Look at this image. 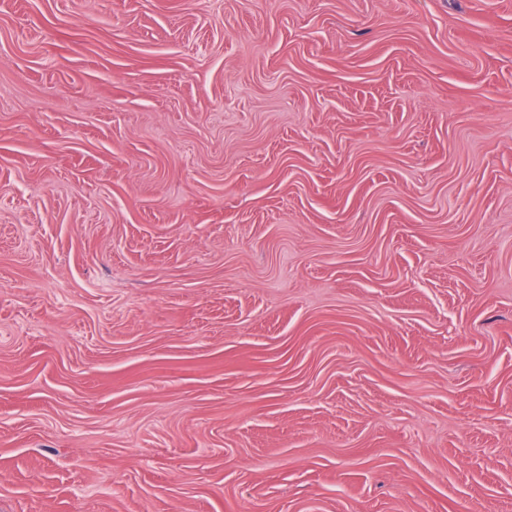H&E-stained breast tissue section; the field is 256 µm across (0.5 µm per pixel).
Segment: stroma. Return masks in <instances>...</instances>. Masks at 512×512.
<instances>
[{
    "label": "stroma",
    "mask_w": 512,
    "mask_h": 512,
    "mask_svg": "<svg viewBox=\"0 0 512 512\" xmlns=\"http://www.w3.org/2000/svg\"><path fill=\"white\" fill-rule=\"evenodd\" d=\"M0 512H512V0H0Z\"/></svg>",
    "instance_id": "1"
}]
</instances>
